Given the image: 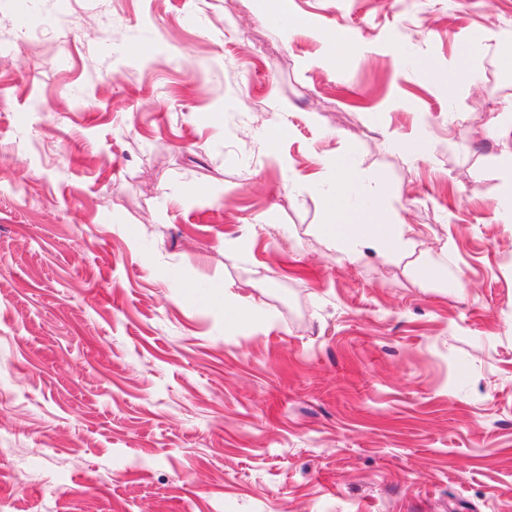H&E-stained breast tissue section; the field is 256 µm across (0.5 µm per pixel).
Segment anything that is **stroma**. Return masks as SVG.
Wrapping results in <instances>:
<instances>
[{
  "mask_svg": "<svg viewBox=\"0 0 512 512\" xmlns=\"http://www.w3.org/2000/svg\"><path fill=\"white\" fill-rule=\"evenodd\" d=\"M510 35L512 0H0L8 512H512ZM337 159L436 281L327 247ZM501 179L503 182V205L500 210V217L507 223L512 222V210L507 209L509 199L512 201V151L508 148L502 150L500 156ZM224 288V314L229 322H247L262 326L271 320L262 305L233 294L225 285Z\"/></svg>",
  "mask_w": 512,
  "mask_h": 512,
  "instance_id": "1",
  "label": "stroma"
}]
</instances>
